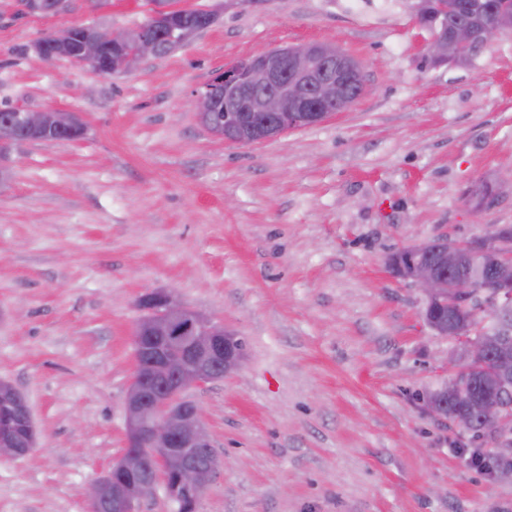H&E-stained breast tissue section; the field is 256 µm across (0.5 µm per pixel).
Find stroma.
Returning a JSON list of instances; mask_svg holds the SVG:
<instances>
[{
	"instance_id": "obj_1",
	"label": "stroma",
	"mask_w": 512,
	"mask_h": 512,
	"mask_svg": "<svg viewBox=\"0 0 512 512\" xmlns=\"http://www.w3.org/2000/svg\"><path fill=\"white\" fill-rule=\"evenodd\" d=\"M185 3L215 23L98 75L33 45L135 27L143 0L24 18L0 0V102L86 125L19 144L0 181V379L38 432L0 457V512H87L81 489L125 447L136 300L154 290L246 342L238 368L187 393L220 458L197 512H512V483L491 485L460 452L468 434L425 413L456 342L387 267L512 225V32L448 66L410 0ZM313 42L362 64L348 110L246 145L199 124L188 101L213 71ZM481 179L502 195L478 211L465 192Z\"/></svg>"
}]
</instances>
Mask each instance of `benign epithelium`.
<instances>
[{
	"instance_id": "obj_1",
	"label": "benign epithelium",
	"mask_w": 512,
	"mask_h": 512,
	"mask_svg": "<svg viewBox=\"0 0 512 512\" xmlns=\"http://www.w3.org/2000/svg\"><path fill=\"white\" fill-rule=\"evenodd\" d=\"M22 10L29 15L44 16L59 12L55 0H21ZM512 26V17L501 15L485 23L479 31L468 25L455 27L449 33L435 32L427 48V56L436 63L456 64L477 45L487 48L506 29ZM86 44L79 63L92 66L97 74L111 75L135 68L142 60L158 54L156 41L140 29L102 31L84 28ZM125 47L115 64L100 69L97 61L102 43ZM361 70V64L334 43H308L269 50L232 63L213 74L194 94L192 111L210 112L214 108V91L224 88V99L240 106V113H224V132L213 135L227 142L230 133L250 127L246 112L268 115L264 127L255 129L256 141L272 140L299 128L301 112H313L316 122L346 111L351 103L336 104L337 80L345 66ZM81 124L74 112L33 110L20 107L16 122L0 126V163H4L3 149L7 148L22 129L32 134L49 132L63 136ZM443 256L448 268L459 265L468 254L485 263L489 276L482 282L470 275L450 274L443 278L434 266L425 263L414 271L412 282L422 290L425 299L442 296L452 300L472 299L485 289L491 302L488 313L503 323L512 312V247L500 240L492 229L466 240L447 241ZM152 307L149 316L139 318L140 335L133 341L146 340L154 347L134 353V373L126 396L125 444L135 452L127 454L119 466L127 470L139 467V456L149 453L156 462L147 483L132 481L122 485L119 497L124 512H137V506L159 488L167 489V476L172 473L178 487L197 503L211 484L217 471V460L210 458L198 463L195 455L202 448L214 447L213 436L205 424L198 404L182 399L192 386L212 380L203 364L214 362L225 375L236 369L242 356L226 346L228 333L224 326L200 312H190L173 293H150ZM488 347L464 337L458 340L456 356L448 361V380L462 371V365L478 368L483 365ZM475 408L491 433L512 425V404L506 396H484ZM0 456L17 457L14 431L0 426Z\"/></svg>"
}]
</instances>
